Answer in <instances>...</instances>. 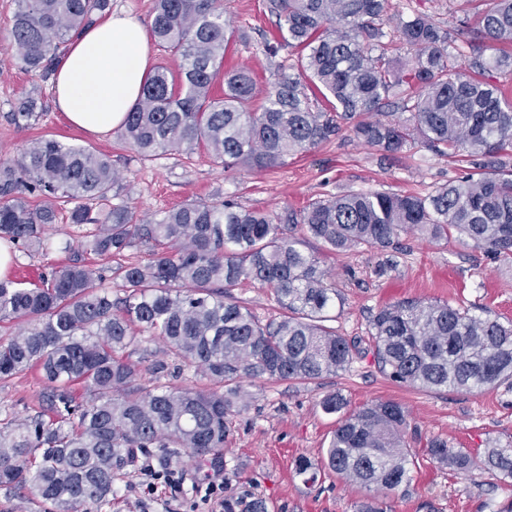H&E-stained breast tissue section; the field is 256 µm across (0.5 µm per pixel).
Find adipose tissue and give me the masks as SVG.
Wrapping results in <instances>:
<instances>
[{
  "label": "adipose tissue",
  "instance_id": "ef3b65f1",
  "mask_svg": "<svg viewBox=\"0 0 512 512\" xmlns=\"http://www.w3.org/2000/svg\"><path fill=\"white\" fill-rule=\"evenodd\" d=\"M151 70L141 25L113 13L86 29L56 69L58 109L91 133L118 127L137 103Z\"/></svg>",
  "mask_w": 512,
  "mask_h": 512
}]
</instances>
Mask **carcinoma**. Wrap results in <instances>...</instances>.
<instances>
[{"mask_svg": "<svg viewBox=\"0 0 512 512\" xmlns=\"http://www.w3.org/2000/svg\"><path fill=\"white\" fill-rule=\"evenodd\" d=\"M15 2L6 49L25 70L46 75L61 46L111 8V0ZM484 2L479 28L451 51L448 32L424 12L398 18L388 35L389 0H267L281 37L268 54L286 46L304 55L296 67L276 66L254 112L253 71L224 70L223 0H155L151 35L179 63L156 68L119 127L141 156L202 151L226 170H266L346 130L386 153L421 144L466 157L472 170L428 196L349 192L284 219L225 199L187 202L149 220L124 201L123 177L104 154L38 138L0 160V240L47 247L60 198L72 204L70 223L86 228L81 249L65 242L68 261L42 286L0 280V323L15 326L0 336V381L36 368L46 383L39 411L0 419V487L61 512L77 504L101 512L112 501L114 471L135 452L223 448L244 380L305 382L347 370L355 345L324 325L340 296L320 257L302 249L299 226L330 254L388 248L419 232L512 258V99L498 82L512 74V54L499 49L512 46V0ZM475 40L494 51L471 56L477 79L456 72ZM398 43L415 50V65L396 62ZM392 94L408 113L403 121L382 111ZM36 108L27 96L10 119L29 126ZM141 244L152 260H125ZM88 252L111 261L123 297L97 285L102 275L86 263ZM245 282L270 289L283 318L264 324L235 300L232 288ZM472 309L420 300L382 307L370 322L380 372L427 391L512 388V321ZM137 330L204 369L212 388L137 383V365L122 356ZM321 406L341 414L326 448L332 471L377 493L409 483L416 455L404 444L400 403L348 411L335 393ZM427 452L457 471L479 467L512 480L511 444L491 445L478 460L443 441Z\"/></svg>", "mask_w": 512, "mask_h": 512, "instance_id": "carcinoma-1", "label": "carcinoma"}]
</instances>
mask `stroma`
Here are the masks:
<instances>
[{
  "mask_svg": "<svg viewBox=\"0 0 512 512\" xmlns=\"http://www.w3.org/2000/svg\"><path fill=\"white\" fill-rule=\"evenodd\" d=\"M390 10L408 15L420 10L442 29L456 32L461 17L478 18L477 0H390ZM228 46L225 69L250 67L258 87L272 78L275 63H296L298 53L280 49L269 57L266 45L277 35L275 19L265 0H224ZM51 78L25 71L0 50V159L16 157L32 140L49 136L110 156L113 166L131 188L129 202L141 215H161L187 201L232 199L246 210L283 215L332 194L347 191H392L428 195L456 179L466 164L460 158L440 156L422 146L389 154L340 133L310 152L288 157L285 165L265 171L245 167L224 171L205 153H166L151 160L120 144L116 133L95 135L71 126L57 112ZM38 95L43 115L30 127L10 122L21 97ZM67 205L50 228L49 248L12 251V270L44 273L64 262L58 248L63 240L80 242L81 228L69 224ZM343 298L333 309L331 328L355 341L357 353L350 371L310 382L256 380L246 384L239 412L228 419L222 452L207 458L172 448L153 456L182 470L194 481L202 470L224 472L225 495L251 501L266 500L268 512H357L367 492L329 470L325 451L335 416L321 408L322 399L341 394L349 408L377 400H393L408 411L406 440L417 466L408 490L381 495L384 512H499L512 502V484L486 470L461 472L439 465L426 455L430 441L471 454L491 442L512 441V388L465 391H421L398 385L378 370L368 341L369 321L382 306L402 300L473 304L478 315L512 319V259L504 260L483 249L455 241H434L419 234L402 235L397 247L367 251L351 249L324 258ZM139 364L142 385H152L153 363L166 364L163 380L177 388H206L210 381L201 369L167 351L148 334H136L125 351ZM44 383L37 371L0 382V412L23 418L34 414ZM317 473L316 482L298 475L299 459Z\"/></svg>",
  "mask_w": 512,
  "mask_h": 512,
  "instance_id": "1",
  "label": "stroma"
}]
</instances>
